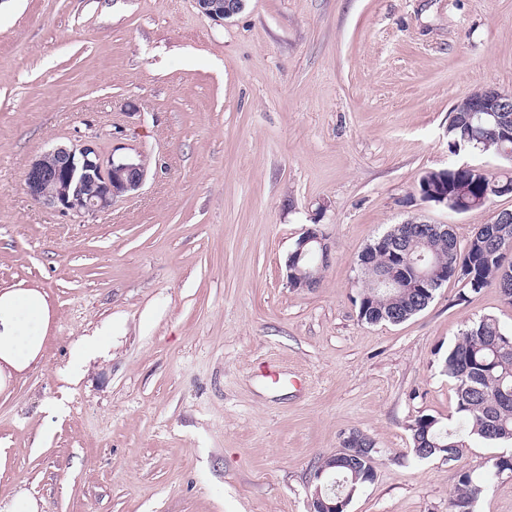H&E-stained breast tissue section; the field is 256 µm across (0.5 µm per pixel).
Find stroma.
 Wrapping results in <instances>:
<instances>
[{
  "instance_id": "obj_1",
  "label": "stroma",
  "mask_w": 512,
  "mask_h": 512,
  "mask_svg": "<svg viewBox=\"0 0 512 512\" xmlns=\"http://www.w3.org/2000/svg\"><path fill=\"white\" fill-rule=\"evenodd\" d=\"M512 90V0H0V293L50 312L39 357L0 390V503L41 512H309L350 432L379 450L347 512H448L462 472L416 459L414 420L455 414L441 361L464 326L512 304L448 281L397 325L368 324L359 256L412 215L471 236L512 195L458 214L421 199L450 154L454 106ZM95 137L146 179L66 216L25 190L30 162ZM333 253L319 287L286 261L310 225ZM100 355L83 374L77 349ZM198 10L214 21H224L239 13L245 0H195Z\"/></svg>"
}]
</instances>
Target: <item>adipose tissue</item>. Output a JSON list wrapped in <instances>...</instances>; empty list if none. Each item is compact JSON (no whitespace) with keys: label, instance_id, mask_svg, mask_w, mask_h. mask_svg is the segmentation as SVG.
<instances>
[{"label":"adipose tissue","instance_id":"ef3b65f1","mask_svg":"<svg viewBox=\"0 0 512 512\" xmlns=\"http://www.w3.org/2000/svg\"><path fill=\"white\" fill-rule=\"evenodd\" d=\"M47 319L48 310L40 294H0V389L38 358Z\"/></svg>","mask_w":512,"mask_h":512}]
</instances>
